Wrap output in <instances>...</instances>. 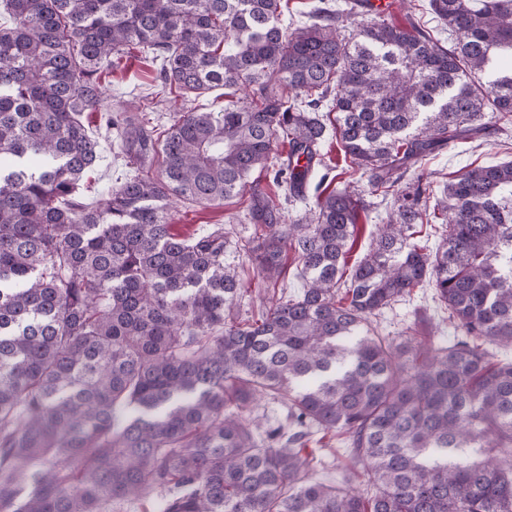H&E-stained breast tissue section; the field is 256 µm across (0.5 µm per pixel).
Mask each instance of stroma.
Listing matches in <instances>:
<instances>
[{
  "instance_id": "1",
  "label": "stroma",
  "mask_w": 512,
  "mask_h": 512,
  "mask_svg": "<svg viewBox=\"0 0 512 512\" xmlns=\"http://www.w3.org/2000/svg\"><path fill=\"white\" fill-rule=\"evenodd\" d=\"M385 22L413 31L429 30L449 43L450 34L434 13L430 0H397L394 9L382 12ZM156 63L151 56L133 49L125 53L112 68L104 73L103 95L97 110L84 115L83 121L91 136L100 145L101 160L90 173L81 195L84 202L92 203L101 198L116 183L123 181L133 171L128 156L121 150L116 132L106 127L104 114L121 113L134 119H146L151 125L169 127L182 106L172 95L153 96L156 83ZM512 161V125L507 129H488L477 135L456 140L449 147L429 154L420 169L429 183L431 198H438L446 183L464 171L476 166H488ZM393 207L392 201L378 203L362 212L353 241L346 255L347 266H354L369 251L376 237L378 226ZM169 221L175 233L185 238L199 237L217 224L223 225L230 240H244L252 236L254 226L247 216L246 207L239 199H231L219 207L203 208L177 204L169 210ZM225 262L235 265L242 280L243 295L238 300L240 318L248 319L270 306L279 298L297 295L303 284L300 265L294 254L286 256V274L273 288L263 287L257 264L250 255L227 249ZM421 314L424 322L421 334L428 344L445 346L453 342L456 330L448 324L447 313L432 286L415 289L410 298L372 317L369 330L398 343L402 329L414 314ZM316 456L325 458L327 464L317 471L318 478L340 482L351 479L359 485L364 481L359 465L352 460L350 448L338 432L315 434L309 444Z\"/></svg>"
}]
</instances>
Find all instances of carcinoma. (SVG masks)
<instances>
[{
  "label": "carcinoma",
  "mask_w": 512,
  "mask_h": 512,
  "mask_svg": "<svg viewBox=\"0 0 512 512\" xmlns=\"http://www.w3.org/2000/svg\"><path fill=\"white\" fill-rule=\"evenodd\" d=\"M431 2L448 46L384 21L346 38L326 6L288 32L281 0H0V512L158 494L162 512H512V360L490 351L512 346V162L462 173L430 212L426 185H401L489 119L512 123V0ZM133 47L185 108L158 135L122 129L137 173L84 205L101 153L83 115ZM219 85L223 109L196 105ZM332 112L397 207L342 288L353 192L291 224L253 195L238 248L273 285L293 249L305 285L239 321L224 228L182 238L167 201L222 206L269 164L300 197ZM425 218L442 229L432 253ZM426 284L458 339L361 333ZM259 397L285 422L264 426ZM319 430L347 434L364 487L313 478Z\"/></svg>",
  "instance_id": "1"
}]
</instances>
